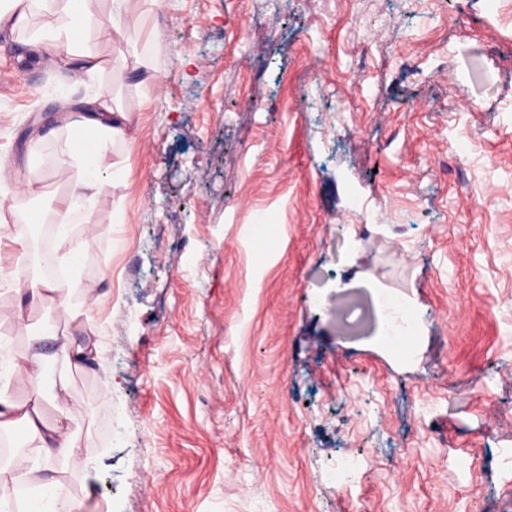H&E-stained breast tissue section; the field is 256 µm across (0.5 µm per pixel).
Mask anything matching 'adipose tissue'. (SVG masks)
<instances>
[{
  "label": "adipose tissue",
  "mask_w": 512,
  "mask_h": 512,
  "mask_svg": "<svg viewBox=\"0 0 512 512\" xmlns=\"http://www.w3.org/2000/svg\"><path fill=\"white\" fill-rule=\"evenodd\" d=\"M127 0H112V15L108 21L96 19L95 0H59L60 22L57 25L31 31L29 40L51 47L55 56L75 59L82 76L94 79L102 66L91 52L88 40L91 29L110 35L126 15ZM125 113L113 111L101 103L99 111L82 115L69 127L78 149L63 177L75 180L77 192L66 209L67 215L81 212L86 192L99 190L111 165L107 148L127 135ZM17 430L32 445L29 473L40 476V495L31 499L27 512H83L81 500L66 492L60 478L67 464L81 456L84 446L79 434L60 424L47 423L42 414V398L34 396L19 403L0 389V431Z\"/></svg>",
  "instance_id": "ef3b65f1"
}]
</instances>
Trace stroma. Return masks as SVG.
<instances>
[{
	"mask_svg": "<svg viewBox=\"0 0 512 512\" xmlns=\"http://www.w3.org/2000/svg\"><path fill=\"white\" fill-rule=\"evenodd\" d=\"M86 85L0 26L18 267L54 227L68 314L0 276V364L41 329L84 512H512V0H128ZM126 111L63 220L66 128ZM95 289L91 303L84 289ZM418 329L380 338L378 290ZM83 349L86 362L67 365ZM359 469L333 479L346 453Z\"/></svg>",
	"mask_w": 512,
	"mask_h": 512,
	"instance_id": "obj_1",
	"label": "stroma"
}]
</instances>
